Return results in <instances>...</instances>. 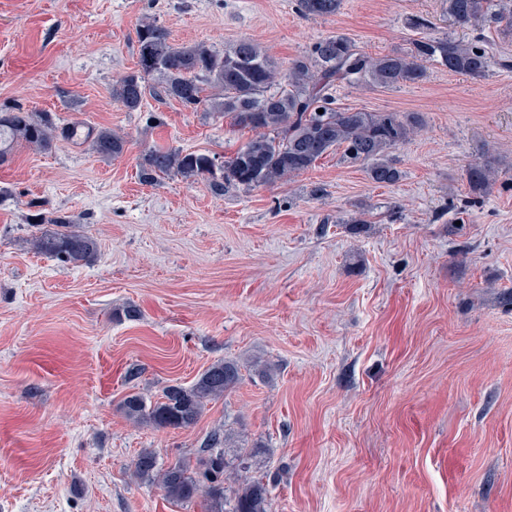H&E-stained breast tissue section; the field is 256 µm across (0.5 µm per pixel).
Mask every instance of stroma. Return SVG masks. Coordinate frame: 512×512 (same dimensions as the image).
<instances>
[{
    "mask_svg": "<svg viewBox=\"0 0 512 512\" xmlns=\"http://www.w3.org/2000/svg\"><path fill=\"white\" fill-rule=\"evenodd\" d=\"M145 19L177 44L252 38L283 69L333 35L370 55L450 35L512 58L496 23L456 25L443 0H343L330 17L298 0H0V109L128 139L111 161L64 137L0 160V512H205L130 464L195 457L215 430L228 455L262 446L273 512H512V68L337 83L338 107L423 115L388 154L395 184L335 152L217 195L139 178L150 148L220 158L251 136L173 99L113 101ZM484 153L496 178L475 194L466 171ZM37 209L74 216L95 260L35 253ZM130 305L138 318H121ZM224 359L242 382L194 427L122 413L127 393L157 400Z\"/></svg>",
    "mask_w": 512,
    "mask_h": 512,
    "instance_id": "stroma-1",
    "label": "stroma"
}]
</instances>
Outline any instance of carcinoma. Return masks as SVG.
Wrapping results in <instances>:
<instances>
[{
	"instance_id": "1",
	"label": "carcinoma",
	"mask_w": 512,
	"mask_h": 512,
	"mask_svg": "<svg viewBox=\"0 0 512 512\" xmlns=\"http://www.w3.org/2000/svg\"><path fill=\"white\" fill-rule=\"evenodd\" d=\"M446 14L460 25L492 15L505 37L512 35V0H444ZM342 0H300L309 16H331ZM434 59L448 72L482 77L495 60L481 47L454 39H417L413 49L371 57L343 35L315 43L311 54L292 60L285 72L259 43L243 38L217 51L204 43L177 46L166 32L150 21L137 30V71L112 84V98L129 111L141 108L145 80L158 79V92L193 110L205 106L247 128L255 136L235 153L213 166L216 156L197 151L153 148L139 162L140 177L157 184L166 177L192 183L204 181L218 195L229 188L268 187L313 168L323 157L341 151L348 163H360L372 182L392 185L400 171L387 159L388 150L410 139L423 125L417 112H368L334 106L329 94L336 82L372 84L384 88L417 84L426 78L423 62ZM217 90L208 95L206 88ZM323 113H318V110ZM58 126L44 113L33 115L20 108L0 112V159L16 146L42 152L52 148ZM83 141L104 160L123 156L128 141L109 128L84 132ZM489 160L467 171L469 188L481 191L494 179ZM33 224H53L56 230L33 239L34 250L71 265L88 264L97 256L98 243L90 235L70 230L73 219L41 213ZM241 382V365L220 360L210 365L191 385H170L149 402L132 391L121 402L124 414L137 423L157 428H191L208 403L223 398ZM228 438L219 430L206 439L195 460L182 459L166 467L151 451L132 462L136 477L158 483L173 503L203 498L207 512H271L268 483L251 475L259 446L237 455L234 489L226 483L229 468Z\"/></svg>"
}]
</instances>
